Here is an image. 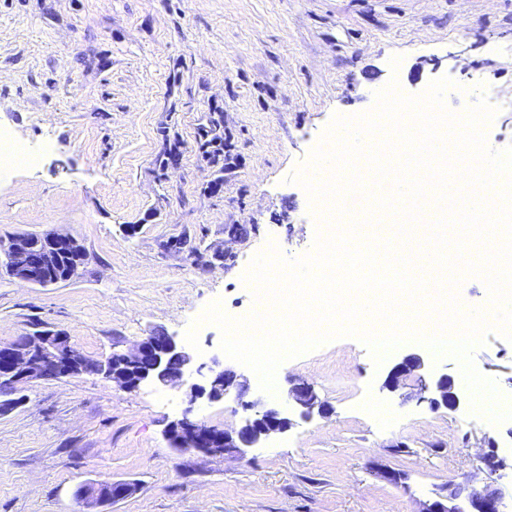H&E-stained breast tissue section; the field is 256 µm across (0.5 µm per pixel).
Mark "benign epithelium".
Here are the masks:
<instances>
[{"label":"benign epithelium","mask_w":512,"mask_h":512,"mask_svg":"<svg viewBox=\"0 0 512 512\" xmlns=\"http://www.w3.org/2000/svg\"><path fill=\"white\" fill-rule=\"evenodd\" d=\"M38 248L45 264L32 267L26 257ZM0 255L5 257L6 272L20 280L46 286L70 280L85 260V252L76 238L51 231L43 235H15L0 239ZM425 369V358L416 348L400 353L386 370L384 387L395 392L411 375ZM134 392L146 383L172 386L184 390L189 409L183 417L170 423L166 435L171 447L204 456L231 455L246 457L247 449L258 445L293 426L289 411L296 409L304 419L324 417L331 408L307 383L294 384L282 402L267 404L261 399H248L250 384L224 362L214 357L211 363H198L175 337L163 330L150 333L126 351H114L105 360L88 367L87 356L70 342L69 336L50 329L22 334L8 342H0V413L20 405L25 384L39 379H60L88 371ZM421 391L429 393L430 408L455 411L464 396L455 378L445 371H434L429 378L419 377ZM234 396L244 411L236 428H218L203 419L189 416L192 408L213 404ZM479 470L491 477L506 467L505 458L496 444L482 452ZM481 487L450 486L448 494L423 504L419 512H502L498 490ZM135 487L127 482L105 481L82 485L75 492L80 506L77 512H94V508L130 496Z\"/></svg>","instance_id":"benign-epithelium-1"}]
</instances>
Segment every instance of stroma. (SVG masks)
I'll return each mask as SVG.
<instances>
[{
  "mask_svg": "<svg viewBox=\"0 0 512 512\" xmlns=\"http://www.w3.org/2000/svg\"><path fill=\"white\" fill-rule=\"evenodd\" d=\"M443 77L447 108L486 97L487 145L511 148L512 0H0V127L40 149L0 180V238L55 230L87 254L47 286L0 269V341L58 330L103 360L194 325L197 360L222 356L199 318L216 300L251 310L244 275L269 245L312 250L319 211L290 177L334 116L371 111L390 82L419 95ZM473 362L512 401V342L489 334ZM278 372L277 396L304 381L333 413L242 461L170 447L179 389L29 383L0 415V512H76L79 485L112 480L135 491L104 512H418L451 482L492 483L512 512V469L489 480L477 461L490 441L512 456V419L431 409L415 377L389 392L353 337Z\"/></svg>",
  "mask_w": 512,
  "mask_h": 512,
  "instance_id": "obj_1",
  "label": "stroma"
}]
</instances>
